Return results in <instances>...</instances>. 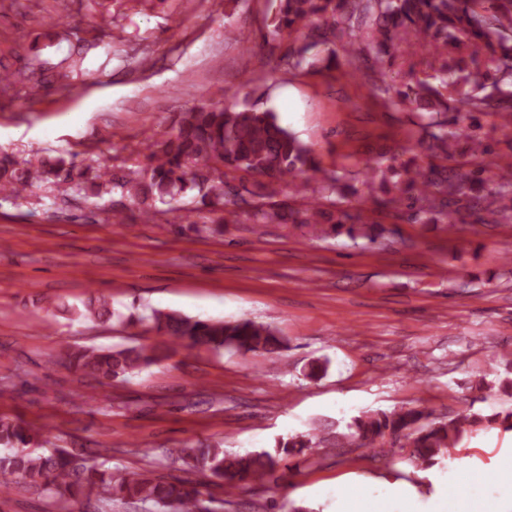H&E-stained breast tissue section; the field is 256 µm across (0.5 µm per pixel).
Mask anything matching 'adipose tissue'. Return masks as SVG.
Listing matches in <instances>:
<instances>
[{
	"instance_id": "adipose-tissue-1",
	"label": "adipose tissue",
	"mask_w": 512,
	"mask_h": 512,
	"mask_svg": "<svg viewBox=\"0 0 512 512\" xmlns=\"http://www.w3.org/2000/svg\"><path fill=\"white\" fill-rule=\"evenodd\" d=\"M429 479L435 492L424 500L426 512H512V498L485 495L469 469L452 467L444 471L436 468L430 470ZM448 484L459 488L452 503L442 493Z\"/></svg>"
}]
</instances>
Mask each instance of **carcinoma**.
<instances>
[{
  "label": "carcinoma",
  "instance_id": "cac0c4a2",
  "mask_svg": "<svg viewBox=\"0 0 512 512\" xmlns=\"http://www.w3.org/2000/svg\"><path fill=\"white\" fill-rule=\"evenodd\" d=\"M270 35L280 36L295 27L313 23L331 45L327 66L336 65V49L343 51L351 71L361 68L378 75L376 96L386 105L407 106L416 112L420 130L418 144H427L438 163L424 167L410 158L397 163L401 146L364 162L358 184L331 176L304 197L300 206L284 209L265 194L267 201L247 212L254 224H302L313 226L324 237L345 236L351 240L375 241L377 225L362 211L344 207L360 196L359 186L377 208L389 207L423 224L469 216L476 224L512 222V140H504L508 153L498 152L483 133L480 116L495 113L504 125L512 124V0H272L268 15ZM427 50L430 73L403 85L390 95L384 58L410 42ZM464 47L467 59L453 60L448 50ZM310 44H293L285 55L288 67H303ZM484 68L471 77L469 66ZM455 113L448 120V112ZM150 168L132 170L116 183L127 195L141 202L148 199L177 202L186 217L201 207H224V224L240 220L238 191H226L225 170L294 181L305 170L320 171L311 148L281 126L270 111L235 110L218 103L202 104L182 114L174 132L148 145ZM62 157L44 159L24 169L14 168L9 156L0 158V193L22 197L64 170ZM101 188L111 183L110 172L100 166H85L77 184ZM200 198L180 199L188 187ZM73 314L90 320L112 315L110 302L90 297ZM130 320L152 323L159 335L182 341L187 347H206L242 353L273 354L283 345L268 324L251 319L202 320L154 310ZM157 346L139 344L119 350L78 348L67 352L70 366L100 381H127L151 366ZM501 423L512 430V411L505 416L465 414L441 420L420 406L394 411L364 412L349 428L356 447L367 448L385 459L392 449L412 465L432 466L437 457L453 454L467 433ZM0 445L9 452L0 455V480L12 485L22 478L52 498L75 497L82 490H97L106 501L151 502L162 512H203L202 492L188 480H158L146 473L130 475L105 467L74 462L81 451L45 448L29 433L19 418L0 416ZM336 437L301 434L279 438L273 449L261 452L227 453L219 445L182 449L176 460L201 473L217 486L240 489L262 484L293 454L336 447Z\"/></svg>",
  "mask_w": 512,
  "mask_h": 512
}]
</instances>
